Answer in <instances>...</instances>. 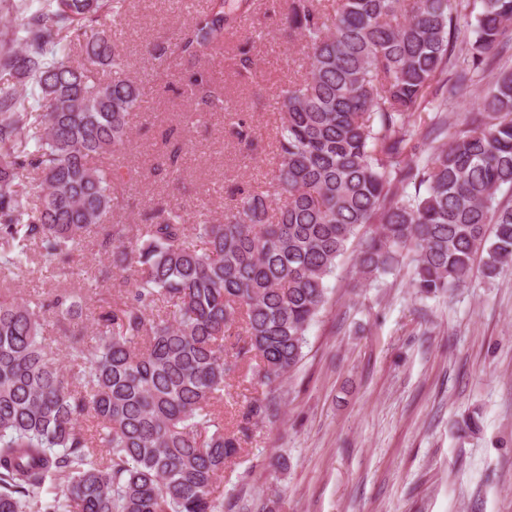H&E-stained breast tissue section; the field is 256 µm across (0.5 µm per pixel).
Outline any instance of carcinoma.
<instances>
[{"mask_svg": "<svg viewBox=\"0 0 512 512\" xmlns=\"http://www.w3.org/2000/svg\"><path fill=\"white\" fill-rule=\"evenodd\" d=\"M125 3L15 0L25 17L0 55L16 79L0 84V512H224L214 486L305 357L351 243L361 280L409 265L425 297L512 267V69L495 70L512 0H481L470 41L461 0H290L307 73L278 95L270 189H240L220 221L168 206L112 224L123 177L94 159L125 146L141 103L108 28ZM254 10L208 0L176 51L206 56ZM487 72L475 124L448 126V103ZM422 112L438 146L420 164ZM87 242L125 273L116 298L97 279L82 294L8 288L23 267L69 276ZM92 299V330L74 327ZM254 358L272 397L230 431L225 382Z\"/></svg>", "mask_w": 512, "mask_h": 512, "instance_id": "cac0c4a2", "label": "carcinoma"}]
</instances>
